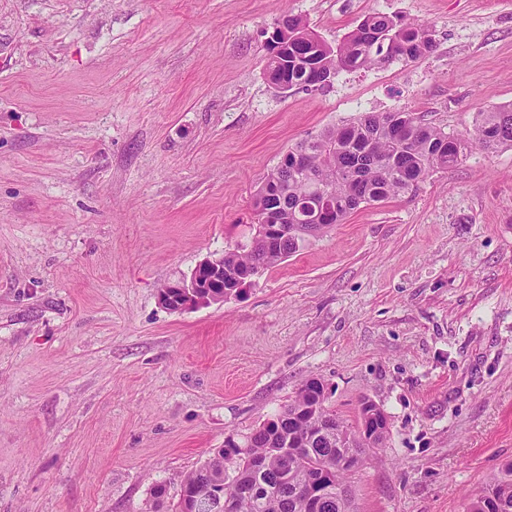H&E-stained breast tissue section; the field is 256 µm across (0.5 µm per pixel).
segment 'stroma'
<instances>
[{"label":"stroma","mask_w":512,"mask_h":512,"mask_svg":"<svg viewBox=\"0 0 512 512\" xmlns=\"http://www.w3.org/2000/svg\"><path fill=\"white\" fill-rule=\"evenodd\" d=\"M373 11L434 50L269 86L284 17L335 44ZM508 104L512 0H0V512H167L312 377L346 424L365 397L388 418L353 512H466L512 462V147L361 205L240 296L159 293L246 242L301 138L396 110L463 134Z\"/></svg>","instance_id":"stroma-1"}]
</instances>
